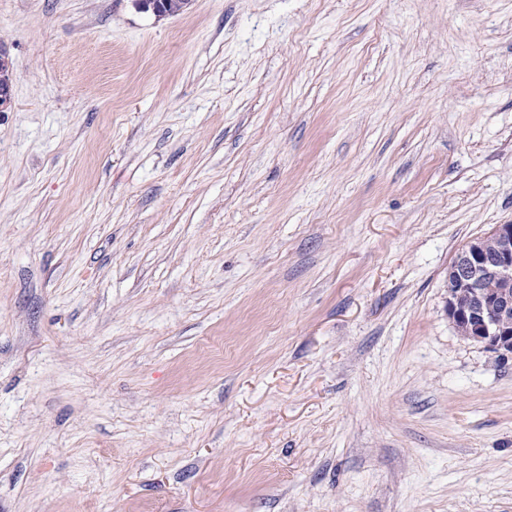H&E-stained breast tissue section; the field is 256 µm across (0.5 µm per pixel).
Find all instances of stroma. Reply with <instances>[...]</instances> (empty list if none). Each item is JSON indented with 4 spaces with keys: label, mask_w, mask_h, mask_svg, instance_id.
<instances>
[{
    "label": "stroma",
    "mask_w": 512,
    "mask_h": 512,
    "mask_svg": "<svg viewBox=\"0 0 512 512\" xmlns=\"http://www.w3.org/2000/svg\"><path fill=\"white\" fill-rule=\"evenodd\" d=\"M0 512H512V0H0ZM492 238V244L487 238ZM500 282L499 288H489ZM469 288V303L458 307L455 295ZM448 318L468 339L484 344L503 360L512 355V224H498L457 253L448 270Z\"/></svg>",
    "instance_id": "1"
}]
</instances>
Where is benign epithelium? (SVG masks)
Listing matches in <instances>:
<instances>
[{"label":"benign epithelium","mask_w":512,"mask_h":512,"mask_svg":"<svg viewBox=\"0 0 512 512\" xmlns=\"http://www.w3.org/2000/svg\"><path fill=\"white\" fill-rule=\"evenodd\" d=\"M486 278L500 287H481ZM462 288L469 303L460 308L455 295ZM448 318L501 359L512 355V224H498L459 250L448 270Z\"/></svg>","instance_id":"7a95c632"}]
</instances>
